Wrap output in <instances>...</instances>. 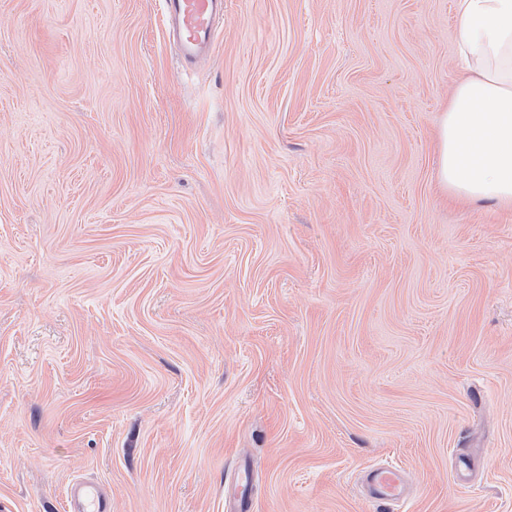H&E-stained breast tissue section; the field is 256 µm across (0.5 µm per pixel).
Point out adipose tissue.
Segmentation results:
<instances>
[{
  "instance_id": "ef3b65f1",
  "label": "adipose tissue",
  "mask_w": 512,
  "mask_h": 512,
  "mask_svg": "<svg viewBox=\"0 0 512 512\" xmlns=\"http://www.w3.org/2000/svg\"><path fill=\"white\" fill-rule=\"evenodd\" d=\"M468 72L439 123L437 181L466 203L512 204V0H455Z\"/></svg>"
}]
</instances>
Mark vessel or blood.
I'll return each instance as SVG.
<instances>
[{
    "label": "vessel or blood",
    "mask_w": 512,
    "mask_h": 512,
    "mask_svg": "<svg viewBox=\"0 0 512 512\" xmlns=\"http://www.w3.org/2000/svg\"><path fill=\"white\" fill-rule=\"evenodd\" d=\"M163 16L167 36L189 66L212 55L224 0H163ZM369 481V497L380 505L398 500L405 492L404 471L395 465L371 470ZM68 503L69 512H112L108 492L85 481L71 484Z\"/></svg>",
    "instance_id": "1"
}]
</instances>
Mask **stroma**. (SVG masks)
<instances>
[{
    "instance_id": "obj_1",
    "label": "stroma",
    "mask_w": 512,
    "mask_h": 512,
    "mask_svg": "<svg viewBox=\"0 0 512 512\" xmlns=\"http://www.w3.org/2000/svg\"><path fill=\"white\" fill-rule=\"evenodd\" d=\"M455 0H0V512H512V206L444 203ZM166 35L191 66L212 55L216 25L224 19V0H163ZM369 498L379 506L398 500L405 493L404 471L398 466L387 465L369 472ZM68 503L70 512H112L108 492L86 481L71 484Z\"/></svg>"
}]
</instances>
